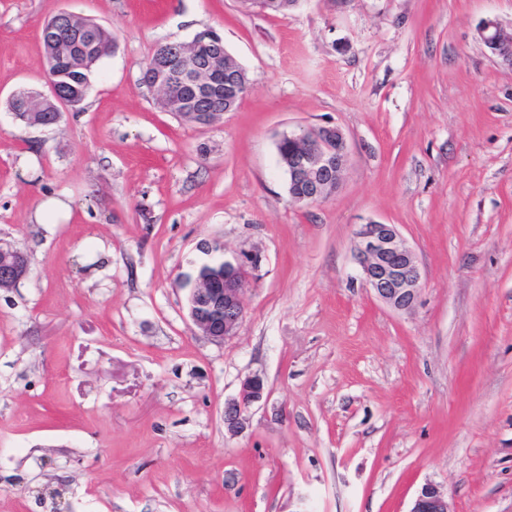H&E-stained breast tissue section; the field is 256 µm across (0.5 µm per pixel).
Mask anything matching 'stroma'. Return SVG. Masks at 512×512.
I'll return each instance as SVG.
<instances>
[{
  "label": "stroma",
  "mask_w": 512,
  "mask_h": 512,
  "mask_svg": "<svg viewBox=\"0 0 512 512\" xmlns=\"http://www.w3.org/2000/svg\"><path fill=\"white\" fill-rule=\"evenodd\" d=\"M107 28L113 52L58 123L9 109L46 91L45 22ZM512 0H0V512H512V66L476 34ZM250 91L203 126L142 82L205 29ZM334 125L325 202L291 201L277 144ZM51 200L62 211H45ZM397 225L412 310L366 286L358 225ZM258 256L237 333L191 321L199 269ZM267 398L235 435L248 376ZM28 274L26 255L18 248L0 246V287L12 288ZM265 394V381L260 375L246 378L237 397L224 409V427L235 435L243 428L253 406L261 402ZM408 512H452L448 494L433 482L424 483L417 491L412 507Z\"/></svg>",
  "instance_id": "35a3bbf8"
}]
</instances>
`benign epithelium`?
Listing matches in <instances>:
<instances>
[{"label": "benign epithelium", "mask_w": 512, "mask_h": 512, "mask_svg": "<svg viewBox=\"0 0 512 512\" xmlns=\"http://www.w3.org/2000/svg\"><path fill=\"white\" fill-rule=\"evenodd\" d=\"M478 40L503 63L512 67V36L505 33L499 20L488 17L477 28ZM53 59L65 58V68L48 79L50 93L24 98L13 111L29 126H49L60 118L61 108H74L75 103L60 98L57 85L72 71L83 68L82 51L67 48L50 40ZM145 80L166 108L194 113L200 94L224 98V111L235 109L238 99L250 90L244 69L224 50V40L213 30L196 35L188 43L164 47L149 65ZM288 146L286 174L292 201L315 204L328 200L339 187L347 158V143L335 126L303 129L283 137L278 147ZM308 179V191L297 189ZM355 260L366 284L375 295L396 310L413 307L422 288L421 273L413 251L402 238L397 225L370 221L356 230ZM258 258L245 255L235 262L216 264L223 268L222 279L197 280L188 299L189 316L211 340L222 343L236 333L244 318L243 294L248 268ZM28 274L26 255L18 248L0 246V287L11 288ZM265 394V381L260 375L246 378L237 397L224 409V427L235 435L243 428L253 406ZM409 512H451L448 494L433 482L424 483L417 491Z\"/></svg>", "instance_id": "benign-epithelium-1"}]
</instances>
